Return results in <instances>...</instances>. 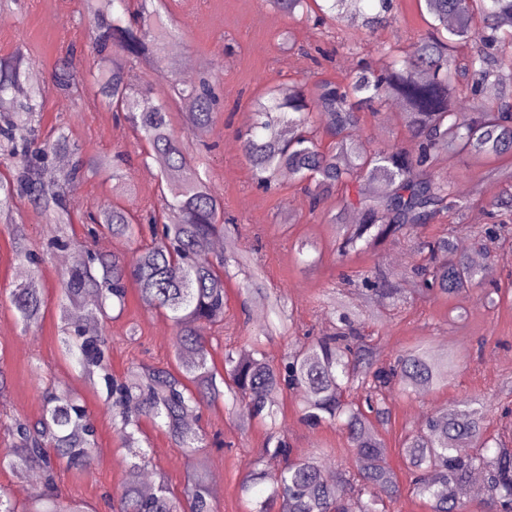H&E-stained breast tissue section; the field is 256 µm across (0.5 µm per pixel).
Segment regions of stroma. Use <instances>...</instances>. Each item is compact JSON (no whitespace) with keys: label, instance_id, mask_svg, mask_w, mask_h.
<instances>
[{"label":"stroma","instance_id":"35a3bbf8","mask_svg":"<svg viewBox=\"0 0 512 512\" xmlns=\"http://www.w3.org/2000/svg\"><path fill=\"white\" fill-rule=\"evenodd\" d=\"M394 6L396 23L367 32V44L407 43L425 30L417 0H394ZM163 11L176 28L178 52L156 56L153 66L134 71L132 80L139 86H151L159 94L166 92L169 78L158 74V66L168 67L176 61L194 73L199 62L219 61L223 108L198 144L206 149L211 186L223 197L226 214L234 219L229 232L239 247L264 267L268 285L281 293L300 329L318 335L332 331L336 325L332 297L358 305L357 290L343 282V274L378 264L398 278L423 264L424 253L405 242L388 245L375 256L354 254L346 263H339L333 226L322 212L311 211L296 180L280 179L277 190L263 192L255 186L243 155L239 134L246 126L242 115L252 111L254 101L267 89L322 80L336 82L352 73L360 57L342 48L344 31L325 35L313 26L294 23L271 8L267 0H165ZM85 15V0H23L20 10L0 11V57L23 50L27 71L41 75L40 85L46 90L42 131L66 124L73 141L89 149L98 167L97 174L79 180L81 197L71 204L73 235L78 239L84 234L89 211L104 198L137 212L156 204L158 187V167L144 161V144L137 142L124 119L105 106L93 89L76 98L50 87L54 67L66 53H74L75 67L81 74H88L96 65L87 48ZM362 136L373 144L396 142L408 149L415 145L404 118H389L383 107L377 116L368 117ZM119 152L127 154L128 162L123 184L116 189L108 175L112 158ZM439 167L471 203L467 225L489 223L485 203L491 192L501 191V183L484 178L482 168L465 156L440 158ZM301 239L310 243L302 253L295 246ZM485 258L493 269L485 293H493L494 304H487L485 294L475 292L434 301L412 292L404 305L385 309L383 327L361 330L363 341L378 346L387 362L420 343L451 349L459 360L447 386L410 394L394 388L387 393L391 417L380 433L390 450L388 462L403 487L401 495L387 503V512H430L427 499L409 489L410 476L398 448L431 409L451 408L464 398L489 393L498 408L487 421L488 434H512V241L494 244ZM65 271L54 255L42 266L48 308L39 327L23 330L9 308L0 304V367L8 374L9 385L0 403L11 413L35 419L41 413V391L46 384L76 392L94 416L97 448L103 456L80 474L59 470L58 487L64 496L84 502L94 512H111L103 496H116L121 491L125 451L104 409V387L90 385L62 354L56 304ZM243 280V274L238 273L226 285L224 333L239 346L247 343L246 330L258 331L265 324L256 315V298H241ZM106 327L112 337L110 364L114 374H124L139 363L164 366L171 362V326L163 316L145 311L136 292H129L124 312L109 320ZM133 327L138 335L132 342L128 336ZM299 407L298 394H281L277 423L294 454L313 453L321 462L340 467L351 456L345 431L335 424L316 429L303 425ZM200 424L208 433H220L224 442L222 449L208 452L206 465L207 471L223 476L215 498L219 512H251L255 502L268 493L266 485L247 482L255 463L271 471L281 467L280 461L260 456L267 426L242 417L239 409L229 404L205 410ZM142 428L150 441L153 471L164 473L173 491H182L190 468L188 459L150 421H143Z\"/></svg>","mask_w":512,"mask_h":512}]
</instances>
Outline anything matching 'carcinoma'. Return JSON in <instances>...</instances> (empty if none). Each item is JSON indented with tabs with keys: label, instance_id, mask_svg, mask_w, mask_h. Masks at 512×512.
Segmentation results:
<instances>
[{
	"label": "carcinoma",
	"instance_id": "cac0c4a2",
	"mask_svg": "<svg viewBox=\"0 0 512 512\" xmlns=\"http://www.w3.org/2000/svg\"><path fill=\"white\" fill-rule=\"evenodd\" d=\"M161 0H86L91 30L90 48L98 58L96 72L79 76L69 58L61 60L52 87L68 95L83 92L86 82L96 88L109 108L125 113L136 137L149 146L147 157L162 167L159 205L136 216L104 199L89 215L84 261L67 270L60 290L58 313L63 354L90 382L103 380L105 411L120 433L126 450L125 478L112 512H216L203 472L202 457L211 445L205 430L182 425L189 411L200 413L225 397L253 418L276 424L277 394L294 390L302 400V420L310 427L338 423L347 432L356 470L329 472L318 457L293 456L287 441L270 434L265 457L281 458L276 472L254 469L247 482L269 485V493L253 512H380L379 506L397 497L400 485L388 465L390 449L377 424L388 418L385 393L397 385L412 392L448 384L456 372L448 352L417 347L394 362H379V353L360 342L346 314L340 326L318 338L305 336L289 351L285 362L272 365L261 350V338L295 333L292 313L282 296L265 288L262 268L243 253L235 240L224 241V255L210 252L211 241L224 235V200L216 194L194 151L189 135L214 124L217 96L213 79L219 64L202 65L198 81L169 82L168 96L155 98L131 83L134 69L162 50L175 30L161 19ZM296 21L322 27L327 23L373 30L393 22L392 0H267ZM427 31L404 46L374 44L369 64L336 83L323 82L269 91L255 104V122L239 135L256 184L270 190L288 170L305 183L314 203L341 190L331 222L339 226V252L377 253L390 239L417 240L427 264L416 269L418 291L428 297L452 296L483 285L488 272L471 264L454 245L456 225L464 223L468 202L440 175L442 155L467 156L477 162L512 155V86L498 72L512 67V29L501 19L512 17V0H418ZM474 45L466 55L458 49ZM25 56L18 50L0 59V216L15 256L27 263L30 278L8 289L7 299L23 328L40 324L46 309L40 259L28 245L24 224L13 217L16 202L26 201L56 226L52 244L70 246L71 212L67 187L96 171L82 150L71 143L67 127L41 131L42 93L19 100L9 91L20 81ZM182 106L180 130L170 120L169 100ZM387 100L402 105L416 145L407 150L396 143L372 148L362 140L366 114ZM329 116L319 131L313 116ZM330 139L322 146V136ZM66 153L71 165L57 172L52 158ZM486 207L504 219L473 228L491 244L512 238V183ZM348 208L358 223H342ZM443 217L452 219L448 232L425 240L418 230ZM133 245L129 254L104 255L94 248L97 236ZM245 273L246 294L262 295L276 320L269 321L246 347H228L223 370L212 358L205 328L224 326L226 278L230 267ZM360 284L384 303L402 296L401 284L373 266L358 274ZM136 288L144 308L171 323L173 363L136 366L120 377L112 375V336L82 330L71 307L88 296L96 301L85 318L104 324L110 311H124L129 287ZM484 397L464 399L453 409L428 413L409 433L398 452L413 475L410 489L431 502L432 512H464L459 488L478 470L499 512H512V448L490 445L486 422L492 413ZM151 420L189 459L191 466L182 495L159 479L153 494L139 489L142 472L151 464L143 448L140 421ZM94 421L79 398L66 390H48L36 420L0 414V469L20 476L39 474L40 488L20 504L0 486V512H86L82 502L63 500L54 491L57 465L76 472L86 469L96 447Z\"/></svg>",
	"mask_w": 512,
	"mask_h": 512
}]
</instances>
